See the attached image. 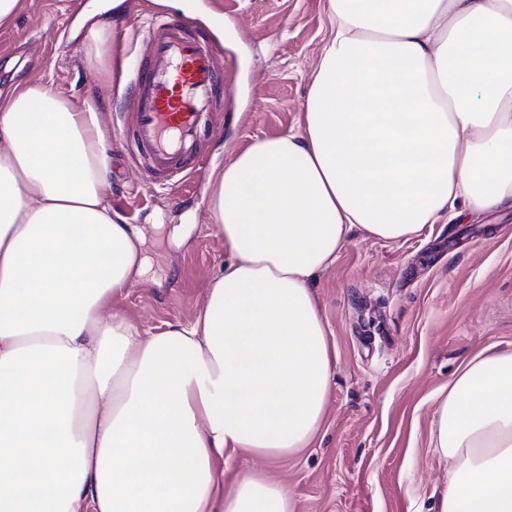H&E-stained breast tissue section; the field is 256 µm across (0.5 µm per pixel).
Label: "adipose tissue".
Masks as SVG:
<instances>
[{"label": "adipose tissue", "mask_w": 512, "mask_h": 512, "mask_svg": "<svg viewBox=\"0 0 512 512\" xmlns=\"http://www.w3.org/2000/svg\"><path fill=\"white\" fill-rule=\"evenodd\" d=\"M297 129L211 173L230 258L190 322L112 304L144 260L99 113L0 87V512H296L276 463L321 432L336 355L312 284L352 231L512 210V0H327ZM435 512H512V351L464 362Z\"/></svg>", "instance_id": "ef3b65f1"}]
</instances>
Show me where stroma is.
Wrapping results in <instances>:
<instances>
[{"instance_id":"1","label":"stroma","mask_w":512,"mask_h":512,"mask_svg":"<svg viewBox=\"0 0 512 512\" xmlns=\"http://www.w3.org/2000/svg\"><path fill=\"white\" fill-rule=\"evenodd\" d=\"M25 0L0 28V86L27 80L83 100L113 126L112 206L140 229L145 273L117 312L143 330L191 320L227 250L211 219L213 184L155 179L144 171L112 94L120 56L136 48L157 17L189 19L224 64L200 149L222 168L255 139L297 126L329 25L327 0ZM94 11L106 31L102 58L88 55L83 22ZM336 350L321 434L268 469L292 490L297 512H430L448 484L431 424L464 360L488 346L512 350V210L483 221L426 227L404 242L353 232L314 283Z\"/></svg>"}]
</instances>
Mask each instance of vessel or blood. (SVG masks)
Returning a JSON list of instances; mask_svg holds the SVG:
<instances>
[{"label":"vessel or blood","instance_id":"vessel-or-blood-1","mask_svg":"<svg viewBox=\"0 0 512 512\" xmlns=\"http://www.w3.org/2000/svg\"><path fill=\"white\" fill-rule=\"evenodd\" d=\"M143 45L135 79L116 89L133 108L126 135L151 174L191 178L201 164L195 146L206 114L224 91V68L186 20L154 21Z\"/></svg>","mask_w":512,"mask_h":512}]
</instances>
